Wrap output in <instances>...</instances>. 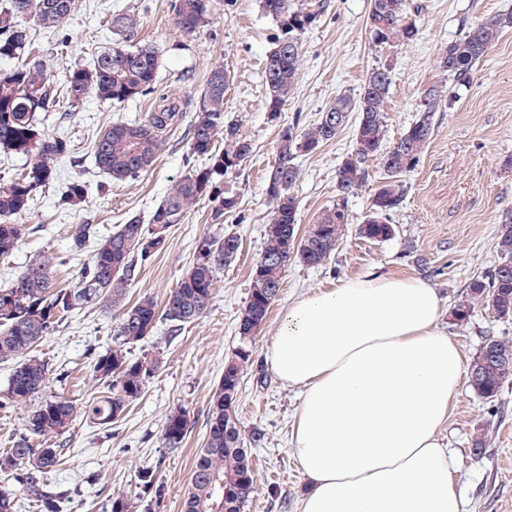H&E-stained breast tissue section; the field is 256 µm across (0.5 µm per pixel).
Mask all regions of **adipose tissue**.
<instances>
[{"label":"adipose tissue","mask_w":512,"mask_h":512,"mask_svg":"<svg viewBox=\"0 0 512 512\" xmlns=\"http://www.w3.org/2000/svg\"><path fill=\"white\" fill-rule=\"evenodd\" d=\"M425 281L356 276L292 303L266 351L302 392L293 454L299 512H463L438 439L464 377Z\"/></svg>","instance_id":"obj_1"}]
</instances>
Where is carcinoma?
Here are the masks:
<instances>
[{
  "label": "carcinoma",
  "instance_id": "carcinoma-1",
  "mask_svg": "<svg viewBox=\"0 0 512 512\" xmlns=\"http://www.w3.org/2000/svg\"><path fill=\"white\" fill-rule=\"evenodd\" d=\"M267 15L276 22L275 37L264 69L267 90L266 111L279 117L294 92L300 71L299 47L281 46V32L297 23L292 34L301 36L314 20L313 14L295 11L290 0H262ZM75 0H7L0 7V60L17 61L0 71V151L33 157L25 172L0 178V258L8 259L21 245L28 227L14 219L26 215L40 188L57 178L55 162L74 152L72 141L49 135L41 126L42 112L62 105L80 107L93 97L102 103H124L155 92L161 54L151 44H130L138 34L139 18L118 12L107 18V26L117 36L112 46L99 52L93 63L64 69L62 82L43 55L31 53V32L25 22L43 30H57L68 22ZM210 0H173L176 25L193 35L209 22ZM367 25L373 41L389 43L413 39L418 29L406 21V0H370ZM512 28V11L494 15L467 29L448 45L440 67L464 86L470 83L474 65ZM229 76L219 65L211 69L189 126V150L204 157L208 166L190 171L178 180L144 223L134 215L114 231L104 233L96 224H80L72 235L71 248L81 251L94 244L90 260L80 269L75 284L61 288L55 281L61 259L40 253L28 259L5 287H0V364L11 366L0 402L25 407L35 398L41 401L27 415L22 436L0 453V475L16 482L24 495L37 503L40 512H60L70 490L49 480L59 466L63 449L51 441L82 418L109 429L124 417L129 406L144 393L146 383L161 363L159 356H128L127 346L152 335L160 320L179 330L202 319L215 298L216 271L237 257L240 239L228 232L198 240L196 260L177 286L166 296L163 308L151 295L127 301L142 267L162 251L170 227L204 196L217 206L213 219L237 206V198L225 194L216 177L238 166L252 152L249 141L241 138L236 124L224 112ZM392 83L389 67L379 65L368 74L360 92L340 96L309 128L295 131V137L278 143V160L267 179L266 195L271 218L265 230V248L252 272V284L239 320V346L224 365V376L212 396V412L203 448L194 461L183 512H243L254 491V471L250 452L233 411L240 390L243 368L250 361L251 341L265 322L282 288L288 262L299 258L307 267L322 266L335 251L348 221L344 200L364 184L365 164L375 158L387 181L375 191L370 214L359 227L362 237L383 242L394 237L391 213L405 195L403 174L419 162L433 133V114L438 111L446 89L431 85L425 93L417 120L391 147L384 144V105ZM353 112L359 114L353 151L336 170V190L341 199L326 209L297 237V200L292 189L302 170L298 154L312 153L336 139ZM183 118L177 105L160 97L148 118L139 123L116 122L94 141L91 156L95 167L115 181H125L147 171L155 162L164 135ZM224 137L225 148L214 151L215 141ZM88 195L85 182L68 184L60 197L63 205L76 207ZM496 248L501 262L488 280L473 278L467 285V299L458 304L454 317L463 321L471 305L485 302L501 318L512 317V220L501 225ZM103 306L117 318L116 346L99 354L91 365L92 379L102 386L101 395L78 405L60 393L47 394L53 383L49 363L34 354L40 341L53 333L75 310ZM512 376V342L490 337L480 347L469 367V386L478 396H497ZM188 430V417L182 410L166 415L162 428L163 445L181 447ZM145 495L162 498L164 487L153 470L140 472Z\"/></svg>",
  "mask_w": 512,
  "mask_h": 512
}]
</instances>
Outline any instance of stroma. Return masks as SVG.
<instances>
[{"instance_id":"obj_1","label":"stroma","mask_w":512,"mask_h":512,"mask_svg":"<svg viewBox=\"0 0 512 512\" xmlns=\"http://www.w3.org/2000/svg\"><path fill=\"white\" fill-rule=\"evenodd\" d=\"M291 3L316 20L301 35L297 91L276 120L265 109L263 71L277 25L261 0H211L209 25L191 36L178 29L170 0H78L77 12L63 27L69 47L52 60L58 72L76 63L91 64L95 49L112 41L102 25L104 15L136 13L137 42L154 44L161 52L157 91L175 98L184 118L165 134L148 171L116 182L94 167L90 143L115 122L144 121L153 96L111 107L91 99L71 116L56 111L46 116L45 129L70 138L76 158L57 162L54 187L37 193L23 216L30 232L10 259H0V287L41 251L65 254L55 278L61 286L74 284L90 257L86 250L68 251L78 225L96 224L106 231L132 215L148 217L181 177L206 166L205 158L189 151L188 119L215 65H223L230 76L224 110L237 120L252 153L224 175V189L235 195L237 207L216 222L214 202L203 198L170 229L165 248L131 288L129 300L147 293L164 301L190 269L200 237L233 232L241 239L237 258L217 271L215 299L201 320L175 333L158 324L152 337L132 346L134 356L157 352L162 363L125 417L107 431L79 419L59 436L67 453L54 478L72 491L61 512H110L111 497L119 491L131 501V512H183L193 460L208 429L211 397L238 344L239 318L264 248L270 219L267 176L282 128L313 124L336 97L357 94L371 69L383 64L392 69L385 142L393 144L415 121L427 88L443 79L438 61L448 44L466 28L512 9V0H408L406 19L417 25L416 37L376 46L366 25L370 0ZM59 33L36 32L34 48L53 47ZM453 94L451 107L435 112L433 135L418 165L404 177L405 197L391 215L394 237L375 242L358 233L385 179L373 159L366 183L345 202L349 222L326 263L310 268L296 258L289 262L281 292L253 340L235 403L255 474L244 512H297L307 486L291 443L299 392L282 386L265 362L266 349L296 299L371 271L415 276L436 290L439 327L457 344L464 362L473 360L487 338L512 342V317H498L479 305L465 321L453 316L470 280L488 276L500 262L495 248L499 228L512 218V29L475 65L470 84ZM354 129L347 124L333 142L298 156L302 175L293 189L299 201L298 233L335 204L336 170L353 150ZM74 180L86 182L89 191L82 206L71 210L58 200L61 188ZM115 330L111 310L96 307L73 313L46 336L38 353L53 370L51 392L79 403L92 398L97 388L89 376L90 362L111 347ZM176 410L186 412L189 429L181 447L170 450L162 444V427L166 414ZM477 436L485 447L476 456L471 443ZM439 437L457 461L466 512H512V378L490 401L462 386ZM146 466L165 487L164 497L150 503L141 500L138 480Z\"/></svg>"}]
</instances>
